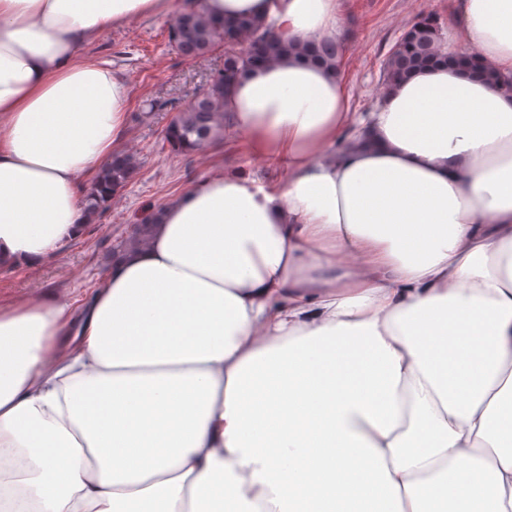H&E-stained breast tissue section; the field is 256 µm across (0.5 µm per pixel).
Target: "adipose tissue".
I'll list each match as a JSON object with an SVG mask.
<instances>
[{"label": "adipose tissue", "instance_id": "ef3b65f1", "mask_svg": "<svg viewBox=\"0 0 512 512\" xmlns=\"http://www.w3.org/2000/svg\"><path fill=\"white\" fill-rule=\"evenodd\" d=\"M335 39L340 0H204ZM454 38L512 72V0ZM170 0H0V268L82 238L128 91L84 50ZM269 191L200 177L78 304L0 302V512H512V94L415 72L359 117L286 54L226 104ZM361 367L362 381L342 379Z\"/></svg>", "mask_w": 512, "mask_h": 512}]
</instances>
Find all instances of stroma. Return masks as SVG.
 Instances as JSON below:
<instances>
[{"label":"stroma","instance_id":"obj_1","mask_svg":"<svg viewBox=\"0 0 512 512\" xmlns=\"http://www.w3.org/2000/svg\"><path fill=\"white\" fill-rule=\"evenodd\" d=\"M341 8V35L346 39L342 82L352 94V111L360 115L374 110L383 63L418 15H439L449 32L459 23L457 0H341ZM168 22L165 16L133 18L113 26L86 48L88 59L111 61L126 79L127 130L121 145L142 148L141 173L111 209L88 225L83 238L40 264L0 271V298L55 295L72 302L84 297L96 286L113 247L128 235L140 209L163 205L200 176L235 171L271 187L287 182V169L248 152L246 135L236 128L224 141L188 159L169 156L163 149V129L224 60L220 47L195 60L178 55L168 42Z\"/></svg>","mask_w":512,"mask_h":512}]
</instances>
